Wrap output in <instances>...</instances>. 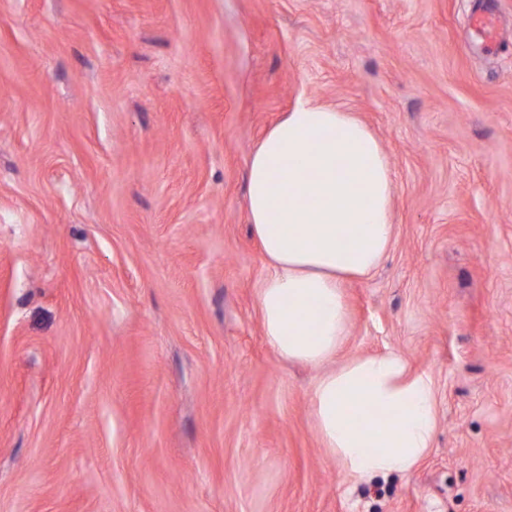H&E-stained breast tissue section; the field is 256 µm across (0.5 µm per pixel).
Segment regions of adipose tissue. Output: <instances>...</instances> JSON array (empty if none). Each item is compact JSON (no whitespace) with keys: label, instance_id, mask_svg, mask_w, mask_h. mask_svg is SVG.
Returning a JSON list of instances; mask_svg holds the SVG:
<instances>
[{"label":"adipose tissue","instance_id":"adipose-tissue-1","mask_svg":"<svg viewBox=\"0 0 512 512\" xmlns=\"http://www.w3.org/2000/svg\"><path fill=\"white\" fill-rule=\"evenodd\" d=\"M393 173L375 134L351 113L307 100L262 137L248 162L246 209L270 272L257 306L282 359L320 365L351 329L346 283L390 246ZM311 405L324 448L346 478L404 475L433 445V381L399 351L342 362Z\"/></svg>","mask_w":512,"mask_h":512}]
</instances>
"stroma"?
Here are the masks:
<instances>
[{
  "label": "stroma",
  "instance_id": "stroma-1",
  "mask_svg": "<svg viewBox=\"0 0 512 512\" xmlns=\"http://www.w3.org/2000/svg\"><path fill=\"white\" fill-rule=\"evenodd\" d=\"M0 0V512H512V0ZM393 172L346 361L428 371L410 474L350 483L282 360L246 170L298 102ZM471 26L480 38L481 47L487 52L498 48V20L495 14L486 6L477 7L470 17Z\"/></svg>",
  "mask_w": 512,
  "mask_h": 512
}]
</instances>
